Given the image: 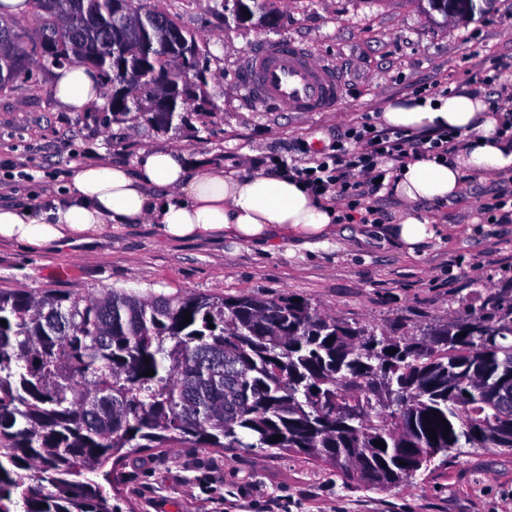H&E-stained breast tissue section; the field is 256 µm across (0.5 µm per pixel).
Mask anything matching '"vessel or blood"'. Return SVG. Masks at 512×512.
<instances>
[{"instance_id":"obj_1","label":"vessel or blood","mask_w":512,"mask_h":512,"mask_svg":"<svg viewBox=\"0 0 512 512\" xmlns=\"http://www.w3.org/2000/svg\"><path fill=\"white\" fill-rule=\"evenodd\" d=\"M243 87L264 112H332L340 104L344 81L332 65L317 61L305 43L272 41L243 60Z\"/></svg>"}]
</instances>
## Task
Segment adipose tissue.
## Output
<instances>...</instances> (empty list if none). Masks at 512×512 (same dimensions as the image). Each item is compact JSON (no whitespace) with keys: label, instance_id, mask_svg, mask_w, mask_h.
Returning <instances> with one entry per match:
<instances>
[{"label":"adipose tissue","instance_id":"adipose-tissue-1","mask_svg":"<svg viewBox=\"0 0 512 512\" xmlns=\"http://www.w3.org/2000/svg\"><path fill=\"white\" fill-rule=\"evenodd\" d=\"M53 94L67 112L107 102L99 75L80 65L56 69ZM380 121L409 135L447 129L467 144L450 161L417 158L387 174L401 203L388 232L408 255L441 236L425 204L458 199L466 177L512 174V139L499 133L501 115L484 97H405L393 101ZM339 220L332 196L314 195L296 177L263 170L237 177L217 166L199 167L178 149L146 148L130 166L95 161L74 167L65 191L47 205L0 204V241L33 251L145 223L169 242L224 238L267 251L289 239L310 249L327 244Z\"/></svg>","mask_w":512,"mask_h":512}]
</instances>
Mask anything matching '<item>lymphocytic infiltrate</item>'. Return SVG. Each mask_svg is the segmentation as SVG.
Here are the masks:
<instances>
[{"mask_svg":"<svg viewBox=\"0 0 512 512\" xmlns=\"http://www.w3.org/2000/svg\"><path fill=\"white\" fill-rule=\"evenodd\" d=\"M460 146L450 131L423 137L407 135L378 127L373 116L366 113L337 137L331 149L314 153L300 165L273 156L268 167L275 172L294 174L318 192H335L337 199L348 201L350 207H366L378 201L383 189V163H402L428 153L441 159Z\"/></svg>","mask_w":512,"mask_h":512,"instance_id":"obj_1","label":"lymphocytic infiltrate"}]
</instances>
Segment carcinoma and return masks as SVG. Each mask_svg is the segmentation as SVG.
Listing matches in <instances>:
<instances>
[{"instance_id": "1", "label": "carcinoma", "mask_w": 512, "mask_h": 512, "mask_svg": "<svg viewBox=\"0 0 512 512\" xmlns=\"http://www.w3.org/2000/svg\"><path fill=\"white\" fill-rule=\"evenodd\" d=\"M136 2L122 21L110 0H29L35 38L0 19V87L39 56L140 88L172 67L163 33L173 29L191 86L166 97L189 106L207 86L196 35ZM214 2L276 11L271 0ZM0 320V512H122L106 485L125 448L297 451L368 490L463 448L512 450V407L498 402L512 389V299L488 294L464 317L403 336L287 297L114 288L0 290Z\"/></svg>"}]
</instances>
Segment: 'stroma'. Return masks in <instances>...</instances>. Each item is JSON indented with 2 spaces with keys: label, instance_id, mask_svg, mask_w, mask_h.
I'll return each instance as SVG.
<instances>
[{
  "label": "stroma",
  "instance_id": "35a3bbf8",
  "mask_svg": "<svg viewBox=\"0 0 512 512\" xmlns=\"http://www.w3.org/2000/svg\"><path fill=\"white\" fill-rule=\"evenodd\" d=\"M159 4L206 45L201 112L176 115L168 130L142 113L116 120L99 108L66 112L53 99V67L31 60L28 78L0 88L1 201L51 198L71 166L102 155L129 164L147 147L177 148L204 163L232 158L238 174H249L266 156L291 158L297 144L327 148L337 132L394 99L465 91L480 72L501 74L490 95L512 94V0H494L464 23L426 15L415 0H274L283 21L271 31L234 23L211 0ZM293 38L343 77L337 111L261 112L247 98L245 53ZM483 203L497 204L495 223L481 217ZM399 206L389 194L374 213H351L336 239L313 252H264L226 240L168 243L144 225L37 252L0 242V289L287 295L395 335L446 313L465 315L481 296H512L511 181L474 179L460 199L429 205L449 235L419 256L378 237L357 243L362 225L389 223ZM114 479L123 512H262L264 501L279 496L289 498L290 512H512V451L497 448L464 450L447 468L429 466L383 490L344 485L332 468L297 452L270 457L182 445L130 450Z\"/></svg>",
  "mask_w": 512,
  "mask_h": 512
}]
</instances>
